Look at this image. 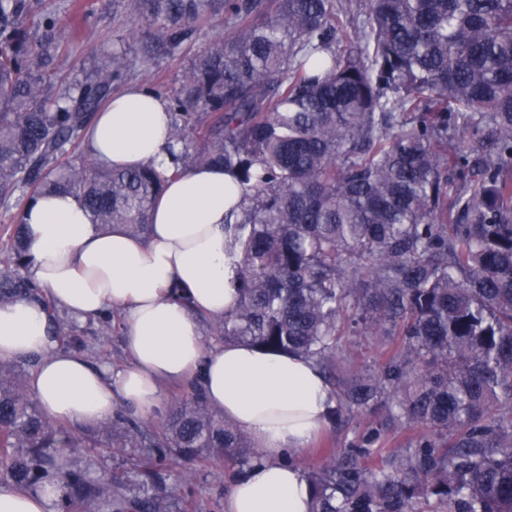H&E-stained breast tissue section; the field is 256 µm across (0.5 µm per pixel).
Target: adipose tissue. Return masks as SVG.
Masks as SVG:
<instances>
[{
    "instance_id": "obj_1",
    "label": "adipose tissue",
    "mask_w": 512,
    "mask_h": 512,
    "mask_svg": "<svg viewBox=\"0 0 512 512\" xmlns=\"http://www.w3.org/2000/svg\"><path fill=\"white\" fill-rule=\"evenodd\" d=\"M172 120L164 97L134 84L98 112L86 146L106 167L164 168ZM239 203L223 168L192 170L166 184L141 239L99 228L74 195L38 197L22 215L30 277L74 320L123 309L130 363L106 371L58 349L43 306L27 300L0 306V359L39 356L30 389L61 422L93 423L121 405L148 418L164 407L160 381H196L208 406L249 433L260 454L232 481L224 512H309L308 483L284 457L326 422L331 387L304 358L209 344L199 324L200 316L228 314L234 302L224 222ZM176 288L191 305L172 298ZM59 494L56 487L0 488V512H51Z\"/></svg>"
}]
</instances>
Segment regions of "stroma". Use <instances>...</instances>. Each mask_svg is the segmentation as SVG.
<instances>
[{"instance_id": "stroma-1", "label": "stroma", "mask_w": 512, "mask_h": 512, "mask_svg": "<svg viewBox=\"0 0 512 512\" xmlns=\"http://www.w3.org/2000/svg\"><path fill=\"white\" fill-rule=\"evenodd\" d=\"M122 3L123 0H81L82 12L77 15L72 0H29L30 18L35 26L53 21L55 34L62 38L51 65L60 70L66 81L82 79L91 68L104 64L113 49L118 48L128 60L123 84L171 87L215 37L229 32L223 15H215L209 25L199 29L192 42L172 55L158 33L142 30L124 11ZM113 325L112 336L106 340L97 336L96 324L80 325L86 343L83 355L93 367L119 370L128 362L120 330L121 317H114ZM366 423V417L356 416L338 424H326L309 447L298 454V461L304 467H313L320 463L323 448L358 444ZM186 471L191 474L188 512H224V495L234 477L233 471L226 466L218 468L176 460L165 476L167 486L177 484Z\"/></svg>"}]
</instances>
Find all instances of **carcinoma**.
<instances>
[{
    "label": "carcinoma",
    "instance_id": "carcinoma-1",
    "mask_svg": "<svg viewBox=\"0 0 512 512\" xmlns=\"http://www.w3.org/2000/svg\"><path fill=\"white\" fill-rule=\"evenodd\" d=\"M124 2L172 52L217 12L231 28L165 91L170 166L75 160L125 59L66 84L27 0H0V207L66 192L144 236L169 179L223 167L243 199L224 224L236 305L216 335L313 360L339 386L330 422L383 409L359 457L332 448L301 469L311 512H512V0ZM25 239L19 219L0 227V305L42 304L59 348L78 349ZM347 335L402 342L371 368L342 355ZM192 389L157 423L120 409L72 425L0 360V478L61 487L56 512H179L187 499L156 486L173 459L239 473L257 457ZM389 428L426 434L370 450ZM77 448L139 460L101 476Z\"/></svg>",
    "mask_w": 512,
    "mask_h": 512
}]
</instances>
